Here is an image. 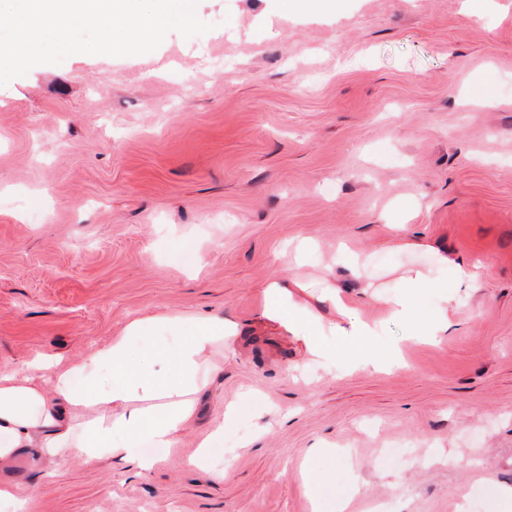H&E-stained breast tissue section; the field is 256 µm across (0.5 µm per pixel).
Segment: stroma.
Listing matches in <instances>:
<instances>
[{
    "instance_id": "1",
    "label": "stroma",
    "mask_w": 512,
    "mask_h": 512,
    "mask_svg": "<svg viewBox=\"0 0 512 512\" xmlns=\"http://www.w3.org/2000/svg\"><path fill=\"white\" fill-rule=\"evenodd\" d=\"M195 12L208 32L0 86V369L87 358L146 316L239 334L176 451L143 446L152 470L74 454L1 466L0 484H22L23 512H311L306 464L352 512H488L512 487V0ZM353 265L355 317L405 367L306 357L262 317L266 285L294 279L336 320L314 283ZM416 269L419 306L457 323L437 343L384 303ZM232 401L225 447L191 465Z\"/></svg>"
}]
</instances>
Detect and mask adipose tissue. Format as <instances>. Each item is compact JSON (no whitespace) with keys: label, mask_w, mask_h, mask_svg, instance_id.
I'll return each instance as SVG.
<instances>
[{"label":"adipose tissue","mask_w":512,"mask_h":512,"mask_svg":"<svg viewBox=\"0 0 512 512\" xmlns=\"http://www.w3.org/2000/svg\"><path fill=\"white\" fill-rule=\"evenodd\" d=\"M406 281L411 298L386 300L392 316L406 319L417 336L433 339L451 331L447 310L425 312L416 304L427 275L417 271ZM319 285L336 307L337 322L326 325L309 315L283 281L268 285L277 301L263 308V317L300 339L315 358H330L340 348L359 366L378 371L397 366L398 350L377 349L374 326L352 318V297L330 280ZM149 330L156 331V339L133 358L131 340ZM235 333L218 317L149 316L131 321L123 335L88 360L64 362L39 354L22 367L0 371V465L35 448L52 460L76 453L89 462L112 457L140 471L153 468L155 461L142 454V446L175 447L207 384L209 353ZM104 368L112 371L108 390L98 381Z\"/></svg>","instance_id":"adipose-tissue-1"}]
</instances>
